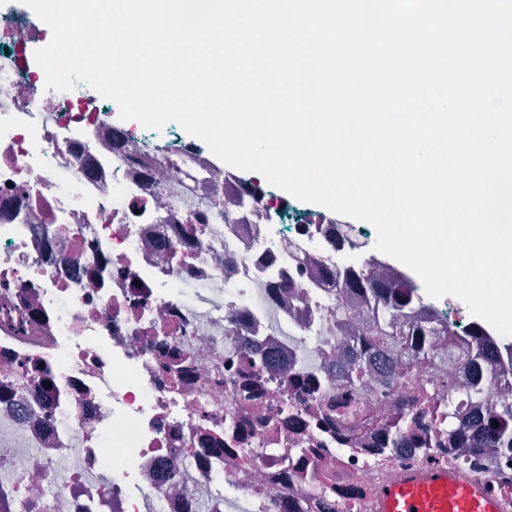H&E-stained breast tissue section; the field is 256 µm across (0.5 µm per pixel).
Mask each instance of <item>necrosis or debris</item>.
I'll return each instance as SVG.
<instances>
[{"instance_id": "1", "label": "necrosis or debris", "mask_w": 512, "mask_h": 512, "mask_svg": "<svg viewBox=\"0 0 512 512\" xmlns=\"http://www.w3.org/2000/svg\"><path fill=\"white\" fill-rule=\"evenodd\" d=\"M24 29L0 39V490L9 512H371L379 488L407 466L488 478L512 512V464L484 447L425 453L402 427L374 461L366 418L408 411L435 386L430 440L464 375L450 358L370 359L346 384L337 351L353 356L368 321L352 294L322 279L338 257L335 226L285 229L275 198L234 210L229 177L208 156L188 186L180 152L158 154L151 182L131 169L143 136L113 142L112 122L84 84L42 97L25 61ZM172 247L160 251L158 238ZM108 259L105 271L97 263ZM344 316H337V309ZM176 354L189 376L157 363ZM269 355L271 369H250ZM51 365L53 389L42 383ZM300 373L318 394L291 388Z\"/></svg>"}]
</instances>
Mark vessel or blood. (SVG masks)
Masks as SVG:
<instances>
[{
    "instance_id": "vessel-or-blood-1",
    "label": "vessel or blood",
    "mask_w": 512,
    "mask_h": 512,
    "mask_svg": "<svg viewBox=\"0 0 512 512\" xmlns=\"http://www.w3.org/2000/svg\"><path fill=\"white\" fill-rule=\"evenodd\" d=\"M376 512H501L487 479L448 467L403 470L378 493Z\"/></svg>"
}]
</instances>
